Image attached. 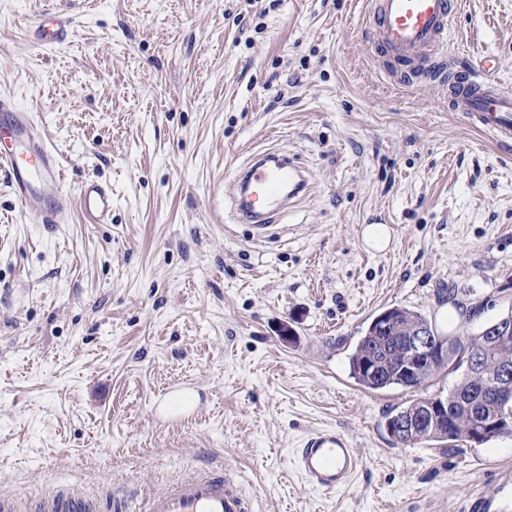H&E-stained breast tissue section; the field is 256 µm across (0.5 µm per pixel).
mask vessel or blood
Masks as SVG:
<instances>
[{"label":"vessel or blood","mask_w":512,"mask_h":512,"mask_svg":"<svg viewBox=\"0 0 512 512\" xmlns=\"http://www.w3.org/2000/svg\"><path fill=\"white\" fill-rule=\"evenodd\" d=\"M367 39L390 52L406 71L448 86V107L501 149L512 150V93L497 89L484 71L444 69L435 58L448 37L460 0H366ZM35 40L62 43L70 20L55 8L45 9ZM0 169L8 177L15 201L40 224H63L59 203L65 192L59 153L31 115L0 96ZM310 190L308 171L277 151L254 153L240 167L233 193L237 223L264 234ZM77 201L92 223L112 218V189L89 181L77 189ZM307 483L320 491L347 485L360 457L350 439L333 428L310 432L294 460ZM249 503L229 471L192 474L155 493L148 512H248ZM0 512H99L96 501L78 488L62 487L37 504L16 494L0 495Z\"/></svg>","instance_id":"1"}]
</instances>
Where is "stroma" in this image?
<instances>
[{"label": "stroma", "mask_w": 512, "mask_h": 512, "mask_svg": "<svg viewBox=\"0 0 512 512\" xmlns=\"http://www.w3.org/2000/svg\"><path fill=\"white\" fill-rule=\"evenodd\" d=\"M48 0H0V95L37 113L69 189L65 224L21 214L0 171V494L77 486L127 512L213 464L252 512H512V437L397 443L400 387L349 357L392 307L473 336L512 311V152L365 40L364 0H56L65 42L30 38ZM440 57L512 91V0H461ZM260 150L305 166L274 236L230 219ZM112 188L90 224L77 188ZM384 224L392 242L366 248ZM191 387L181 417L153 403ZM334 428L361 465L331 492L293 459ZM363 235L367 246L375 250H383L390 243L391 229L384 224H367Z\"/></svg>", "instance_id": "obj_1"}]
</instances>
